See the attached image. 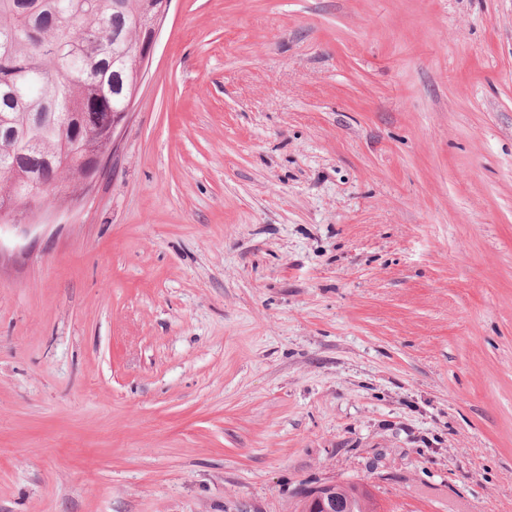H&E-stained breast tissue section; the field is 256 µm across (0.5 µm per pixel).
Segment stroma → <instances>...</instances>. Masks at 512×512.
Wrapping results in <instances>:
<instances>
[{"instance_id":"1","label":"stroma","mask_w":512,"mask_h":512,"mask_svg":"<svg viewBox=\"0 0 512 512\" xmlns=\"http://www.w3.org/2000/svg\"><path fill=\"white\" fill-rule=\"evenodd\" d=\"M117 144L0 227V512H512V0H171ZM336 492L342 499L343 512H370L364 511V501L370 496V490L359 484L336 485ZM334 487L322 486L313 492L308 493L303 499L308 505V512H336L340 503L336 500L333 492Z\"/></svg>"}]
</instances>
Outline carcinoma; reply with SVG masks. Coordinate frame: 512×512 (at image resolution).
<instances>
[{"instance_id": "cac0c4a2", "label": "carcinoma", "mask_w": 512, "mask_h": 512, "mask_svg": "<svg viewBox=\"0 0 512 512\" xmlns=\"http://www.w3.org/2000/svg\"><path fill=\"white\" fill-rule=\"evenodd\" d=\"M161 0H0V209L28 203L47 161L64 190L83 188L89 153L107 148V122L136 86L138 24ZM344 512L370 490L336 486Z\"/></svg>"}]
</instances>
